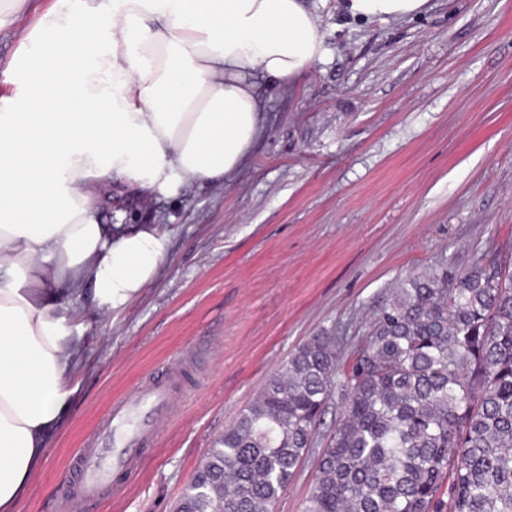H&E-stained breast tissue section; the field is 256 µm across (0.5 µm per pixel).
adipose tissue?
Here are the masks:
<instances>
[{
  "mask_svg": "<svg viewBox=\"0 0 512 512\" xmlns=\"http://www.w3.org/2000/svg\"><path fill=\"white\" fill-rule=\"evenodd\" d=\"M428 0H336L383 22ZM308 0H51L0 76V512H13L73 405L85 306L119 314L169 247L99 219L102 190L224 182L264 133L254 79L324 58Z\"/></svg>",
  "mask_w": 512,
  "mask_h": 512,
  "instance_id": "obj_1",
  "label": "adipose tissue"
}]
</instances>
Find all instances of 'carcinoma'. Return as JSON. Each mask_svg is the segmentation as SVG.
I'll use <instances>...</instances> for the list:
<instances>
[{"instance_id":"obj_1","label":"carcinoma","mask_w":512,"mask_h":512,"mask_svg":"<svg viewBox=\"0 0 512 512\" xmlns=\"http://www.w3.org/2000/svg\"><path fill=\"white\" fill-rule=\"evenodd\" d=\"M311 454L303 512H512V267L413 274L362 335L309 337L213 439L176 512H273Z\"/></svg>"}]
</instances>
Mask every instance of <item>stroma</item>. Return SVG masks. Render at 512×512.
I'll return each mask as SVG.
<instances>
[{"mask_svg":"<svg viewBox=\"0 0 512 512\" xmlns=\"http://www.w3.org/2000/svg\"><path fill=\"white\" fill-rule=\"evenodd\" d=\"M321 14L325 58L290 87L257 78L265 134L239 169L142 203L168 255L119 315H81L72 411L15 512H59L113 402L174 367L176 406L126 494L82 512H175L212 440L308 336L361 334L411 274L512 254V0Z\"/></svg>","mask_w":512,"mask_h":512,"instance_id":"stroma-1","label":"stroma"}]
</instances>
